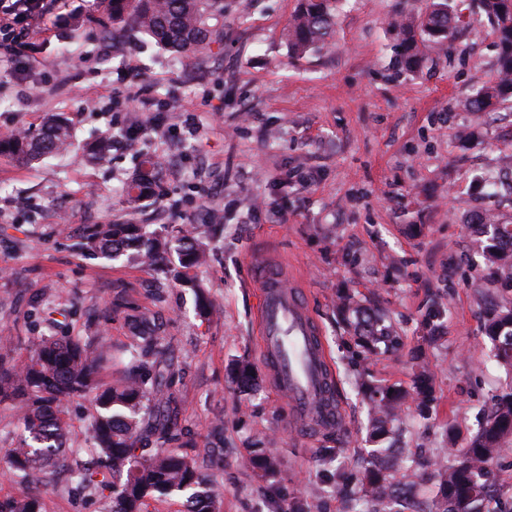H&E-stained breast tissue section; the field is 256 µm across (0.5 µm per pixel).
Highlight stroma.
Here are the masks:
<instances>
[{"mask_svg": "<svg viewBox=\"0 0 512 512\" xmlns=\"http://www.w3.org/2000/svg\"><path fill=\"white\" fill-rule=\"evenodd\" d=\"M241 2L224 0L221 48L196 62L151 45L117 50L95 27H65L104 0H49L35 19L37 34L20 49L24 80L0 69V138L39 128L51 112L69 117L78 142L116 137L100 163L72 153L27 165L0 154V336L17 359L61 331L106 337L125 359L135 342L129 316L153 317L156 358L170 368L166 414L182 433L176 448L220 486L221 512H272L297 496L316 512H345L318 455L338 447L359 469L369 446L340 290L386 313L404 338L398 352L365 362L373 383L412 388L414 358L427 354L436 401L427 418L407 411L401 423L415 456L442 448L448 427L466 447L512 386V366L483 335L489 312L512 307V291L494 284L487 237L474 229L483 204L512 223V194L479 185L512 157V99L479 122L461 106L497 80L499 43L484 18L420 72L399 75L387 24L395 0H342L333 51L298 60L285 38L297 0ZM87 97L94 108L82 107ZM150 117L160 131L132 144L121 137ZM141 154L165 162L156 195L132 217L122 185ZM130 217L157 232L208 225L210 259L197 275L212 316L199 317L194 292L163 272L74 251L84 225ZM258 252L291 261L304 279L336 370L340 432L294 433L287 401L269 384L253 319L249 256ZM436 306L443 332L429 346L420 322ZM240 360L254 369L251 388L231 373ZM94 412L89 396L66 407L73 460L84 466L93 463ZM257 448L277 458L275 473L250 466ZM41 503L43 512L107 507L101 492L75 490L63 467L46 477Z\"/></svg>", "mask_w": 512, "mask_h": 512, "instance_id": "35a3bbf8", "label": "stroma"}]
</instances>
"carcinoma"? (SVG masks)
Returning <instances> with one entry per match:
<instances>
[{"label": "carcinoma", "mask_w": 512, "mask_h": 512, "mask_svg": "<svg viewBox=\"0 0 512 512\" xmlns=\"http://www.w3.org/2000/svg\"><path fill=\"white\" fill-rule=\"evenodd\" d=\"M339 0H297L288 20V49L300 58L332 48ZM462 0H427L424 15L409 19L398 11L390 26L398 44L394 68L397 73L417 72L426 62L428 51L444 45L461 28L458 20ZM476 7L493 27L500 46L499 79L470 97L464 108L481 116L496 103L512 98V0H477ZM104 36L124 33L126 42L139 45L152 38L171 52L193 60L212 51L220 42L217 25L224 23V0H107L105 13L94 20ZM77 151L72 127L62 114L49 115L38 133L26 132L0 140V153L6 152L31 163L47 155ZM160 164L144 156L125 182L123 193L130 213L135 214L146 196L147 186L157 183ZM82 255L117 261L130 249L133 258L147 267L158 266L171 251L178 255L173 279L184 288L198 291V312L213 309L201 292L196 271L209 258L206 243L195 229L169 224L164 232L150 233L147 225L130 218L121 224H92L75 244ZM488 261L500 272L505 286L512 288V269H505L503 252L491 248ZM337 311L354 336L358 355L367 360L395 353L403 337L385 317L360 306L354 295L338 296ZM440 314L424 316V336L434 342L440 337ZM140 352L132 358L122 376L112 380L102 371L112 364V352L105 341H86L80 336H43L24 362L16 367L0 365V403L18 409V424L24 438L5 451L9 473L23 487V494L0 512H40L39 475L64 464L66 442L71 430L65 406L75 397L90 394L96 413L90 424L94 467L72 468V480L81 488L109 492L108 512H143L145 499L153 492L182 493L204 484L195 461L169 449L179 440L175 429H157L155 440L141 432L142 415L150 408V396L163 391L164 375L153 355L156 339L147 321L137 322ZM488 339L498 343L500 357L512 365V309L493 312L484 326ZM370 402V432L383 439L399 431L400 412L409 401L424 416L435 402L433 381L426 365H421L411 390L363 384ZM512 435V389L503 393L495 412L466 448L459 449L451 463L421 464L401 460L404 474L376 464L357 479L358 489L350 493L352 512H386L396 497H406L420 485L422 471L430 470L439 500L423 512H487L490 500L502 496L492 474V461L501 439ZM222 491L216 485L196 499L189 512H219Z\"/></svg>", "instance_id": "cac0c4a2"}]
</instances>
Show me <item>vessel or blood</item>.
<instances>
[{
	"mask_svg": "<svg viewBox=\"0 0 512 512\" xmlns=\"http://www.w3.org/2000/svg\"><path fill=\"white\" fill-rule=\"evenodd\" d=\"M254 277L259 350L271 384L288 400L293 424L317 434L340 429L334 369L302 292L286 286L272 263H257Z\"/></svg>",
	"mask_w": 512,
	"mask_h": 512,
	"instance_id": "1",
	"label": "vessel or blood"
}]
</instances>
